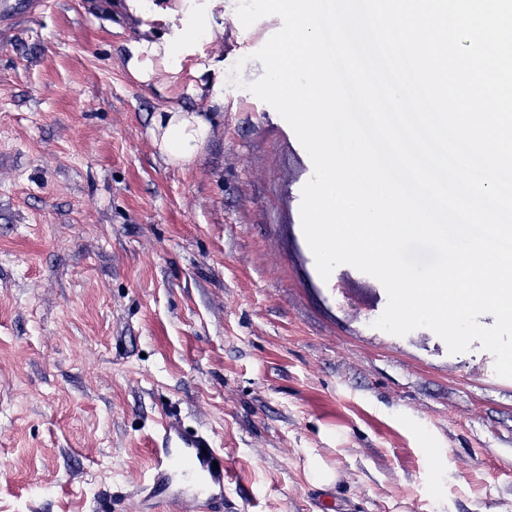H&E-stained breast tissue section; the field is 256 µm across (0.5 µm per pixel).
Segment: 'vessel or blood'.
Here are the masks:
<instances>
[{
    "mask_svg": "<svg viewBox=\"0 0 512 512\" xmlns=\"http://www.w3.org/2000/svg\"><path fill=\"white\" fill-rule=\"evenodd\" d=\"M160 442L150 465L145 491L153 507L174 505L186 512H219L224 504V460L206 434H187L173 420L161 423Z\"/></svg>",
    "mask_w": 512,
    "mask_h": 512,
    "instance_id": "1",
    "label": "vessel or blood"
}]
</instances>
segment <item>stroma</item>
<instances>
[{"label": "stroma", "instance_id": "stroma-1", "mask_svg": "<svg viewBox=\"0 0 512 512\" xmlns=\"http://www.w3.org/2000/svg\"><path fill=\"white\" fill-rule=\"evenodd\" d=\"M237 5L145 85L128 0H0V512H135L169 415L223 448L224 512H512V379L374 328L355 267L321 279L312 161L247 88L282 21ZM217 76L220 107L191 91ZM170 107L211 125L184 166L151 134Z\"/></svg>", "mask_w": 512, "mask_h": 512}]
</instances>
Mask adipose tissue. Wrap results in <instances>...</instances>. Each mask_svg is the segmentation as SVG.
I'll return each instance as SVG.
<instances>
[{"instance_id":"1","label":"adipose tissue","mask_w":512,"mask_h":512,"mask_svg":"<svg viewBox=\"0 0 512 512\" xmlns=\"http://www.w3.org/2000/svg\"><path fill=\"white\" fill-rule=\"evenodd\" d=\"M219 0H183L178 9L162 10L152 0H133L132 10L143 21L165 24V32L155 37L134 40L127 45L126 65L135 79L147 84L158 73L178 79L186 57L199 43L223 34L215 21ZM156 141L170 163L193 162L208 139L211 126L201 116L181 109H168L158 116Z\"/></svg>"}]
</instances>
